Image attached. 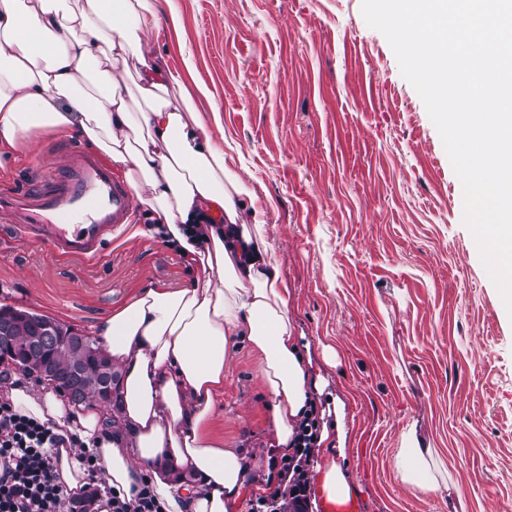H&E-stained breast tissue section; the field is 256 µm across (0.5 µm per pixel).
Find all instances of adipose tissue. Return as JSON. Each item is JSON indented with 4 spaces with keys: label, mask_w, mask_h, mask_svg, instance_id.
Segmentation results:
<instances>
[{
    "label": "adipose tissue",
    "mask_w": 512,
    "mask_h": 512,
    "mask_svg": "<svg viewBox=\"0 0 512 512\" xmlns=\"http://www.w3.org/2000/svg\"><path fill=\"white\" fill-rule=\"evenodd\" d=\"M172 2L0 0V155L38 132L93 143L121 169L153 233L195 273L185 288L131 293L98 325L122 369L119 411L69 404L44 384H16L9 398L58 433L79 434L108 486L126 496L147 474L167 512H233L247 485L246 459L210 427L233 337H246L261 358L279 452L290 450L312 395L257 192L234 171L181 77L157 65L147 44ZM345 437L340 423L320 432L336 455L317 470L339 500L353 492L340 464ZM395 471L421 495L447 496L448 512H466L414 426L402 432Z\"/></svg>",
    "instance_id": "adipose-tissue-1"
}]
</instances>
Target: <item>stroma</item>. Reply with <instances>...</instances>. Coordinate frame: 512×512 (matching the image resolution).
I'll list each match as a JSON object with an SVG mask.
<instances>
[{"label": "stroma", "instance_id": "stroma-1", "mask_svg": "<svg viewBox=\"0 0 512 512\" xmlns=\"http://www.w3.org/2000/svg\"><path fill=\"white\" fill-rule=\"evenodd\" d=\"M148 43L208 88L204 114L259 195L266 234L363 512H448L402 485L405 426L435 448L466 512H512V316L463 224L464 196L426 107L362 0H174ZM57 133L0 160V189L58 167ZM100 256L62 259L0 219V306L95 335L133 291L194 278L143 208ZM212 430L266 466L273 422L260 359L236 342Z\"/></svg>", "mask_w": 512, "mask_h": 512}]
</instances>
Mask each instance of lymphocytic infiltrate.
I'll use <instances>...</instances> for the list:
<instances>
[{"label":"lymphocytic infiltrate","instance_id":"obj_1","mask_svg":"<svg viewBox=\"0 0 512 512\" xmlns=\"http://www.w3.org/2000/svg\"><path fill=\"white\" fill-rule=\"evenodd\" d=\"M8 376L0 377V512H77L94 506L95 497L71 495L60 480L59 451L80 447L77 436L55 433L51 424L21 414L3 394ZM290 453L270 457L262 493L248 512H311L310 466L318 449L317 406H310L295 426Z\"/></svg>","mask_w":512,"mask_h":512}]
</instances>
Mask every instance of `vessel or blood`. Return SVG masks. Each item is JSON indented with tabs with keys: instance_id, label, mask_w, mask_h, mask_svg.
<instances>
[{
	"instance_id": "vessel-or-blood-1",
	"label": "vessel or blood",
	"mask_w": 512,
	"mask_h": 512,
	"mask_svg": "<svg viewBox=\"0 0 512 512\" xmlns=\"http://www.w3.org/2000/svg\"><path fill=\"white\" fill-rule=\"evenodd\" d=\"M22 237L47 244L59 257H94L108 234L132 223L134 205L124 184L100 157L69 144L58 169L37 171L28 188L1 189L0 215Z\"/></svg>"
}]
</instances>
